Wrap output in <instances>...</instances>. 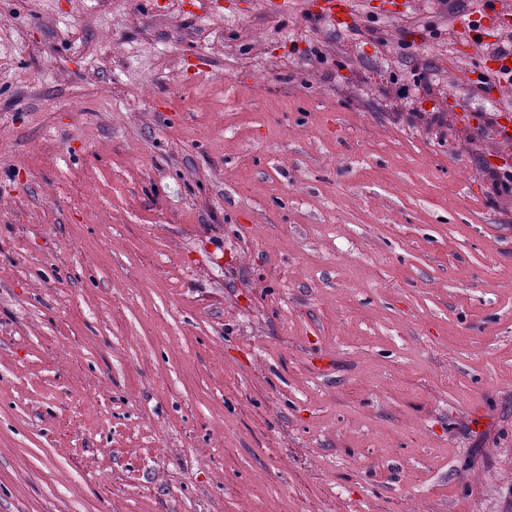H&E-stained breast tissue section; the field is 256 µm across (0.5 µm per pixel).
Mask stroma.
Masks as SVG:
<instances>
[{
	"instance_id": "1",
	"label": "stroma",
	"mask_w": 512,
	"mask_h": 512,
	"mask_svg": "<svg viewBox=\"0 0 512 512\" xmlns=\"http://www.w3.org/2000/svg\"><path fill=\"white\" fill-rule=\"evenodd\" d=\"M350 2L321 58L298 2L0 0V512L512 503V206L428 122L486 57L395 100L440 13Z\"/></svg>"
}]
</instances>
